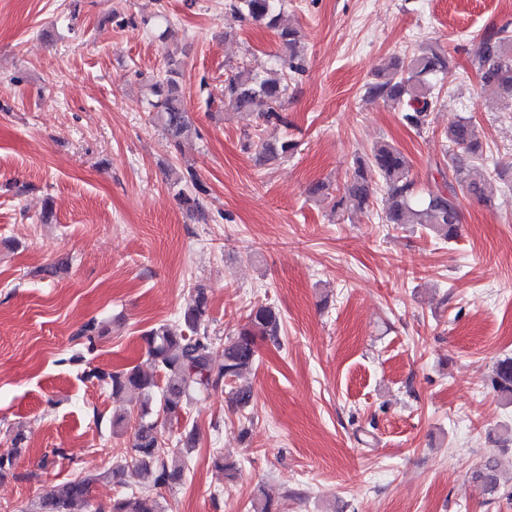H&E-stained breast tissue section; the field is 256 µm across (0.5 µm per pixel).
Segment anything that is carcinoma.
<instances>
[{
  "instance_id": "obj_1",
  "label": "carcinoma",
  "mask_w": 512,
  "mask_h": 512,
  "mask_svg": "<svg viewBox=\"0 0 512 512\" xmlns=\"http://www.w3.org/2000/svg\"><path fill=\"white\" fill-rule=\"evenodd\" d=\"M231 10L255 22H266L274 29L286 51L282 58L280 77L261 78L242 68L224 81V100L233 109L247 116L253 114L263 122L283 123L279 109L288 91V79L303 70L301 34L281 22L280 0H233ZM454 63L452 54L438 44L419 47L403 60H394L380 69L375 81L367 84L366 97L386 105L401 108L406 125L422 131L430 124L429 116L438 103L437 78L448 72ZM481 83L494 88L501 98L512 101V35L506 28L485 30L479 37V51L471 60ZM182 62L172 53L167 55L163 74L150 84L149 105L151 120L180 147L183 140L195 131L182 94ZM448 140L458 153L450 156L448 168L453 181L426 197L418 193L417 180L412 175L406 156L393 145L379 142L370 155L355 160L352 175L336 196L333 208L343 209L353 204L359 210L373 205L376 185L384 189L381 198V220L385 224H420L446 239L452 238L460 224L457 191L478 201L488 200L485 179L473 174L472 166L487 159L482 139L471 118H461L448 128ZM294 149L290 140L263 141L259 153L264 163L277 161ZM176 182L184 184L178 192L183 210L199 219L206 218L200 199L202 188L193 174L180 175ZM209 297L206 288H192V298L180 317L181 329L159 323L143 334L148 361L152 371L140 366L120 371H93L90 376L107 382L115 395H131L149 404L159 395V411L167 420H177L198 394L216 389L224 382L234 381L251 370L257 361V338L280 342L281 315L271 305L253 307L247 323L239 331L224 339V364L214 370V338L208 329ZM164 384H159L158 375ZM494 387L504 396L512 397V357L496 363ZM171 449L156 421H141L131 442L130 454L135 461L132 470L139 479L140 489L112 500L109 512H161L158 500L152 496L154 488L181 478L183 463L170 458ZM472 479L481 484L487 494L499 491L498 463L486 461L472 473ZM93 476L62 482L52 486L42 496L36 512H80L89 504Z\"/></svg>"
}]
</instances>
